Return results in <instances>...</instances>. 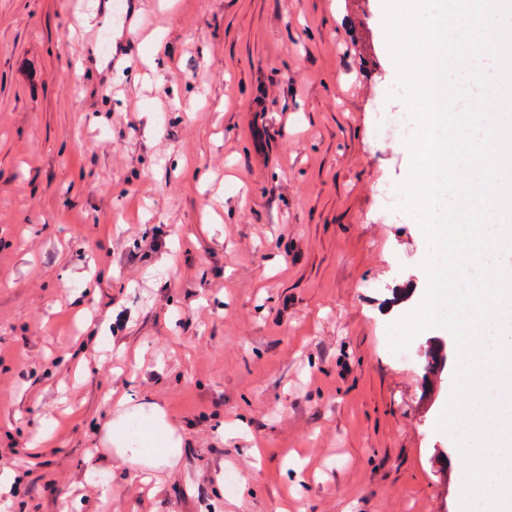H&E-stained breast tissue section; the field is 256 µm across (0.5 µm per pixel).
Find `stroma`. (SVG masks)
<instances>
[{
    "label": "stroma",
    "mask_w": 512,
    "mask_h": 512,
    "mask_svg": "<svg viewBox=\"0 0 512 512\" xmlns=\"http://www.w3.org/2000/svg\"><path fill=\"white\" fill-rule=\"evenodd\" d=\"M145 8L105 73L72 29L95 0H0V512H460L455 341L428 405L424 335L390 347L429 245L384 194L411 155L376 133L407 108L380 0ZM118 399L180 443L152 484L107 448Z\"/></svg>",
    "instance_id": "obj_1"
}]
</instances>
